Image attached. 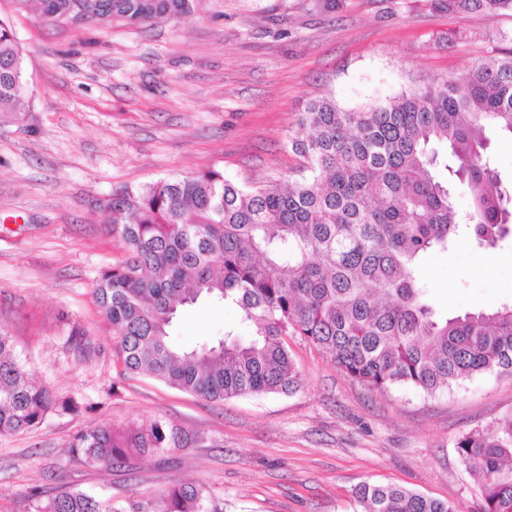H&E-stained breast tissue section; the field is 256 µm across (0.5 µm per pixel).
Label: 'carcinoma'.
Returning a JSON list of instances; mask_svg holds the SVG:
<instances>
[{
	"instance_id": "carcinoma-1",
	"label": "carcinoma",
	"mask_w": 512,
	"mask_h": 512,
	"mask_svg": "<svg viewBox=\"0 0 512 512\" xmlns=\"http://www.w3.org/2000/svg\"><path fill=\"white\" fill-rule=\"evenodd\" d=\"M55 22L140 26L182 20L192 0H39ZM450 14L494 19L512 0H434ZM26 101L23 51L0 19V116ZM512 138V55L488 58L461 77L410 87L385 101L344 108L329 97L299 113L288 144L302 158L286 187L245 186L219 171L125 188L105 200L107 230L126 246L96 297L118 338L125 370L206 400L288 394L302 383L286 338L327 352L350 378L378 390L450 391L477 374L512 372V302L494 311L441 315L420 285L433 251L466 241L492 250L512 236V182L492 166L490 134ZM455 161L473 208L459 212L442 179L441 151ZM199 303L234 307L220 336L187 348L179 316ZM69 410L30 379L0 327V435L35 428ZM191 436L162 420L138 429L95 426L70 442L89 467H128ZM477 479L480 512H512V419L473 429L454 444ZM361 512H454L446 501L363 482ZM29 512H224L201 484L157 496L102 499L82 489L29 491Z\"/></svg>"
}]
</instances>
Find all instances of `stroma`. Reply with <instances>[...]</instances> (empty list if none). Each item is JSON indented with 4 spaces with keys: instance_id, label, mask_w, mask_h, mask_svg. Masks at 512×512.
I'll return each mask as SVG.
<instances>
[{
    "instance_id": "35a3bbf8",
    "label": "stroma",
    "mask_w": 512,
    "mask_h": 512,
    "mask_svg": "<svg viewBox=\"0 0 512 512\" xmlns=\"http://www.w3.org/2000/svg\"><path fill=\"white\" fill-rule=\"evenodd\" d=\"M23 49L28 104L0 124V326L34 382L77 411L0 436V512H27L30 488L153 495L209 485L225 512H360L362 482L393 484L478 512L477 484L454 443L512 416V374L484 373L429 396L378 390L299 336L302 375L289 394L211 402L124 371L94 290L126 257L104 223L116 189L206 170L248 185L283 183L301 160L288 146L311 100L346 108L512 53V12L451 15L433 0H195L182 21L75 28L0 0ZM421 280L444 314L512 301V240L431 253ZM238 321L236 309L187 311L177 341L195 345ZM160 419L186 448L137 469L69 455L77 433Z\"/></svg>"
}]
</instances>
